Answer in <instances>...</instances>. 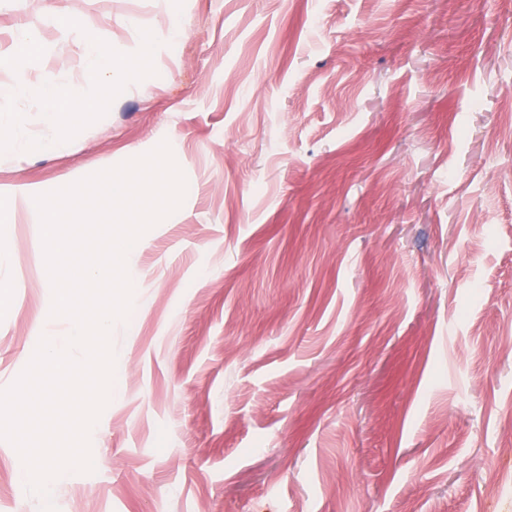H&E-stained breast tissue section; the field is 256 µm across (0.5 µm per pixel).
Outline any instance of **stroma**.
Here are the masks:
<instances>
[{"instance_id":"obj_1","label":"stroma","mask_w":512,"mask_h":512,"mask_svg":"<svg viewBox=\"0 0 512 512\" xmlns=\"http://www.w3.org/2000/svg\"><path fill=\"white\" fill-rule=\"evenodd\" d=\"M63 17L149 29L156 73L65 149L0 155V198L164 141L187 192L130 263L58 512H512V462L493 500L481 468L512 419V0H0V89L49 18L31 83L89 86ZM0 289L2 390L52 303L23 210ZM19 462L0 440V512H41Z\"/></svg>"}]
</instances>
